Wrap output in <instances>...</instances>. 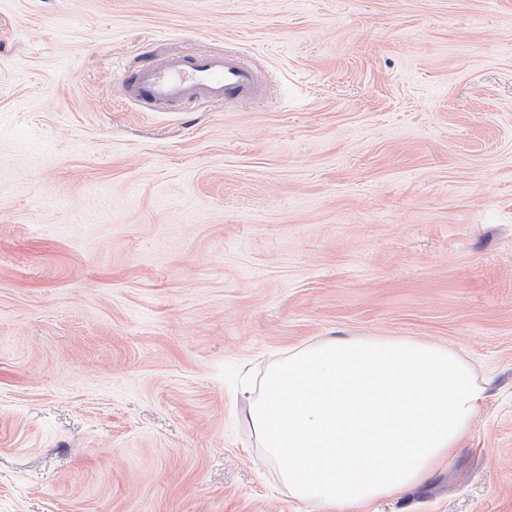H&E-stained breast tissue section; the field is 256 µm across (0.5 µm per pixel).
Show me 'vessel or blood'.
Here are the masks:
<instances>
[{"instance_id": "obj_1", "label": "vessel or blood", "mask_w": 512, "mask_h": 512, "mask_svg": "<svg viewBox=\"0 0 512 512\" xmlns=\"http://www.w3.org/2000/svg\"><path fill=\"white\" fill-rule=\"evenodd\" d=\"M120 81L128 98L148 110L202 100L226 102L255 97L258 71L234 52L171 54L124 70Z\"/></svg>"}]
</instances>
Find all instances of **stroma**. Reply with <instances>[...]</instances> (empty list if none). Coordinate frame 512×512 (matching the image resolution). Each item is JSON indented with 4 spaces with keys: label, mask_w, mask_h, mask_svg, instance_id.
Masks as SVG:
<instances>
[{
    "label": "stroma",
    "mask_w": 512,
    "mask_h": 512,
    "mask_svg": "<svg viewBox=\"0 0 512 512\" xmlns=\"http://www.w3.org/2000/svg\"><path fill=\"white\" fill-rule=\"evenodd\" d=\"M224 50L261 95L118 79ZM329 336L488 384L371 512H512V0H0V512H330L246 418Z\"/></svg>",
    "instance_id": "obj_1"
}]
</instances>
